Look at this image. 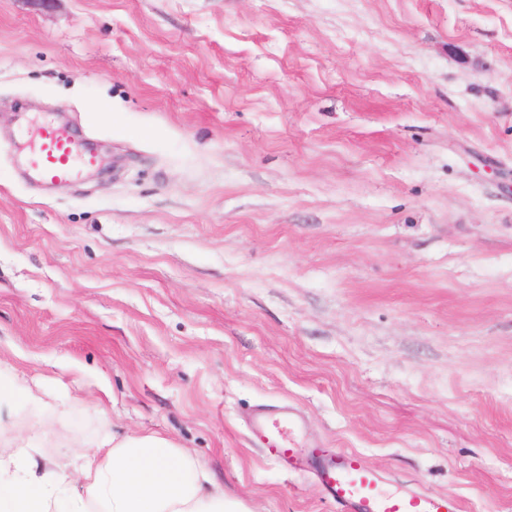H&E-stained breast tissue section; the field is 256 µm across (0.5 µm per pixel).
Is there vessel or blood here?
Listing matches in <instances>:
<instances>
[{
  "label": "vessel or blood",
  "instance_id": "1",
  "mask_svg": "<svg viewBox=\"0 0 512 512\" xmlns=\"http://www.w3.org/2000/svg\"><path fill=\"white\" fill-rule=\"evenodd\" d=\"M31 165L48 181L74 178L95 157L65 129L42 126L31 144ZM247 426L255 440L289 470L310 474L324 496L341 512H462L457 496L426 495L400 487L389 489L376 465L356 452L326 451L302 436L304 418L285 404L260 407Z\"/></svg>",
  "mask_w": 512,
  "mask_h": 512
}]
</instances>
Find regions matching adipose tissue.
Here are the masks:
<instances>
[{
	"mask_svg": "<svg viewBox=\"0 0 512 512\" xmlns=\"http://www.w3.org/2000/svg\"><path fill=\"white\" fill-rule=\"evenodd\" d=\"M40 409L45 401L10 372L0 379V444L18 442L14 456L0 457V481L8 493L0 512H248L213 489L212 478L170 440L156 434L66 439L80 449L84 491L74 489L66 462L33 474L27 459L39 450L37 434L16 440L10 422L17 400Z\"/></svg>",
	"mask_w": 512,
	"mask_h": 512,
	"instance_id": "obj_1",
	"label": "adipose tissue"
}]
</instances>
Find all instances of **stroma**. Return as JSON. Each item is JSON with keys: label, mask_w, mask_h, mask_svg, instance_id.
<instances>
[{"label": "stroma", "mask_w": 512, "mask_h": 512, "mask_svg": "<svg viewBox=\"0 0 512 512\" xmlns=\"http://www.w3.org/2000/svg\"><path fill=\"white\" fill-rule=\"evenodd\" d=\"M90 144L49 184L43 124ZM249 512H336L245 423L512 512V0H0V368Z\"/></svg>", "instance_id": "obj_1"}]
</instances>
